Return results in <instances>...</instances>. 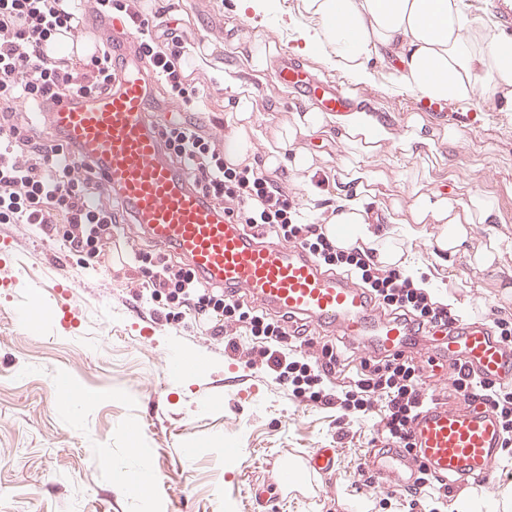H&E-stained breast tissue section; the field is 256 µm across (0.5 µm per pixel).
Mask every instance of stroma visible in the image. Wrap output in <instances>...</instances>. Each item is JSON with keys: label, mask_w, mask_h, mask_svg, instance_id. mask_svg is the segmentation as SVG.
I'll return each instance as SVG.
<instances>
[{"label": "stroma", "mask_w": 512, "mask_h": 512, "mask_svg": "<svg viewBox=\"0 0 512 512\" xmlns=\"http://www.w3.org/2000/svg\"><path fill=\"white\" fill-rule=\"evenodd\" d=\"M297 3L278 0L276 14L255 28L234 0H145V11L163 27L188 32L187 62L205 59L203 121L218 140L229 131L225 77L249 91L253 159H266L279 132L305 108L276 80L284 56L340 80L395 132L420 117L443 156L429 171L431 188L493 197L499 219L472 225L469 246L494 241L501 256L486 270L464 254L440 259L435 224L426 236L407 238L408 174L425 160L389 143L361 157L379 178L372 206L380 225L405 235L410 273L423 274L463 318L512 320V112L497 111L482 89L468 102L425 105L387 59L374 60L368 83L359 85L317 56H300L288 25ZM255 37L280 46L261 73L246 63ZM449 125L460 134L452 145L443 137ZM296 145L312 157V174L283 165L278 175L302 217L316 222L335 206L352 150L333 126L298 137ZM132 275L126 266L108 272L70 256L34 226L0 223V512H450L458 499L485 500L512 487L511 447L500 450L490 477L451 488L443 499L425 486L416 494L380 490L369 459L377 413L349 420L339 410L305 405L274 374L225 358L223 337L154 317L152 304L133 298ZM185 354L202 360L200 372L173 373ZM410 354L424 388L454 404L453 367L438 342L419 337ZM65 388L78 392L79 402L64 399ZM140 448L158 484L147 499L128 489ZM315 448L336 450V471L301 472L294 487L276 492L273 465L300 463Z\"/></svg>", "instance_id": "1"}]
</instances>
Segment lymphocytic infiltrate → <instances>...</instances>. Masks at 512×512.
<instances>
[{
	"mask_svg": "<svg viewBox=\"0 0 512 512\" xmlns=\"http://www.w3.org/2000/svg\"><path fill=\"white\" fill-rule=\"evenodd\" d=\"M81 2L0 0V223L34 225L66 252L96 259L104 267L112 231L127 223V211L103 188L96 162L77 160L57 128L47 122L35 127L16 109L17 101L25 99L46 115L61 98L111 91L118 75L111 37L100 36L94 53L78 60L54 58L46 51L53 37L74 35L81 27ZM124 13L140 35L137 55L148 61L153 81L186 115L182 121L158 123L165 153L186 168L192 185L216 211L234 217L252 237L298 245L325 271L345 273L378 308L411 323L415 334L459 323V314L419 280L383 266L374 249L337 248L322 225L302 220L278 178L260 165L230 163L215 137L191 116L207 92L185 72L181 35L155 33L142 0H126ZM133 260L151 300L166 299L168 308L192 314L196 325L227 335L231 359L270 370L301 401L333 405L348 414L384 400L377 421L384 447L410 448L414 422L434 401L412 357L398 353L368 359L350 388H342L336 383L341 350L318 342L305 323L268 313L247 301L244 292L203 285L187 260H172L169 253L140 248ZM241 333L255 337V346L242 348ZM451 387L474 408L495 413L505 443H512L511 386L481 380L457 364Z\"/></svg>",
	"mask_w": 512,
	"mask_h": 512,
	"instance_id": "f902f5d3",
	"label": "lymphocytic infiltrate"
}]
</instances>
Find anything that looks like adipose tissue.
<instances>
[{
	"mask_svg": "<svg viewBox=\"0 0 512 512\" xmlns=\"http://www.w3.org/2000/svg\"><path fill=\"white\" fill-rule=\"evenodd\" d=\"M297 12L306 20L300 53L322 56L357 82H366L373 58L387 56L394 59L405 85L424 103L467 101L482 87L499 111L512 112V39L465 19L459 0H299ZM252 112L251 95L238 92L225 149L231 162H242L252 153L248 134ZM338 125L342 138L362 152L377 151L391 138L410 154L433 145L423 124L416 121L408 122L396 138L363 110L344 115ZM325 129L324 113L308 109L297 114L282 138L290 149L291 170L306 172L312 165L307 153L295 149L296 138ZM340 183L344 193L325 221L326 234L334 236L339 247L363 245L376 249L384 265L407 267L402 240L383 235L375 227L372 175L349 162ZM410 214L412 223L441 225L435 247L439 254L451 257L466 240L469 225L495 223L498 210L490 197L478 193L462 198L420 191L410 204Z\"/></svg>",
	"mask_w": 512,
	"mask_h": 512,
	"instance_id": "adipose-tissue-1",
	"label": "adipose tissue"
}]
</instances>
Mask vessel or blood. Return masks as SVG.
<instances>
[{
	"label": "vessel or blood",
	"mask_w": 512,
	"mask_h": 512,
	"mask_svg": "<svg viewBox=\"0 0 512 512\" xmlns=\"http://www.w3.org/2000/svg\"><path fill=\"white\" fill-rule=\"evenodd\" d=\"M279 83L291 86L324 112H344L356 97L331 79L315 80L306 65L281 62ZM151 78L135 54L125 56L119 86L82 100L62 103L53 124L79 157L99 162L98 176L157 247L174 248L189 260L203 282L245 292L264 308L340 330L366 348L384 354L402 352L411 325L391 317L373 318L366 292L340 276L320 270L301 247L250 240L241 225L218 215L189 183L186 170L165 157L161 141L146 116ZM442 349L449 362L463 364L476 376L512 382V347L499 342L486 321H464L445 331ZM414 452L449 484L488 477L503 441L498 419L460 403L453 409L428 407L412 428ZM403 451L376 448L371 459L383 486L407 484ZM334 449H313L307 470L329 473Z\"/></svg>",
	"instance_id": "b4317fda"
}]
</instances>
